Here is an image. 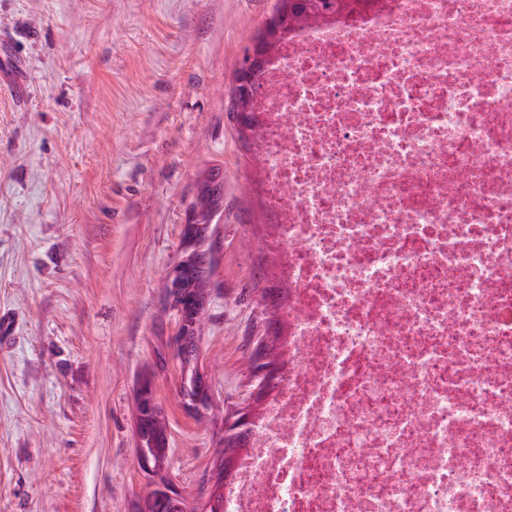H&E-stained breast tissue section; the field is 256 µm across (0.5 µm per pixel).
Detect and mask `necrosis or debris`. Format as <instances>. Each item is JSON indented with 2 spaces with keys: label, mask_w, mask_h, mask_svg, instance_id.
<instances>
[{
  "label": "necrosis or debris",
  "mask_w": 512,
  "mask_h": 512,
  "mask_svg": "<svg viewBox=\"0 0 512 512\" xmlns=\"http://www.w3.org/2000/svg\"><path fill=\"white\" fill-rule=\"evenodd\" d=\"M282 380L224 512H512V0H354L265 75Z\"/></svg>",
  "instance_id": "1"
}]
</instances>
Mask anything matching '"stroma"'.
<instances>
[{
    "instance_id": "obj_1",
    "label": "stroma",
    "mask_w": 512,
    "mask_h": 512,
    "mask_svg": "<svg viewBox=\"0 0 512 512\" xmlns=\"http://www.w3.org/2000/svg\"><path fill=\"white\" fill-rule=\"evenodd\" d=\"M275 4L0 0V512H138L161 481L189 504L213 492L281 291L228 96ZM212 170L224 206L183 358L171 283ZM145 396L167 424L156 478L136 453Z\"/></svg>"
}]
</instances>
